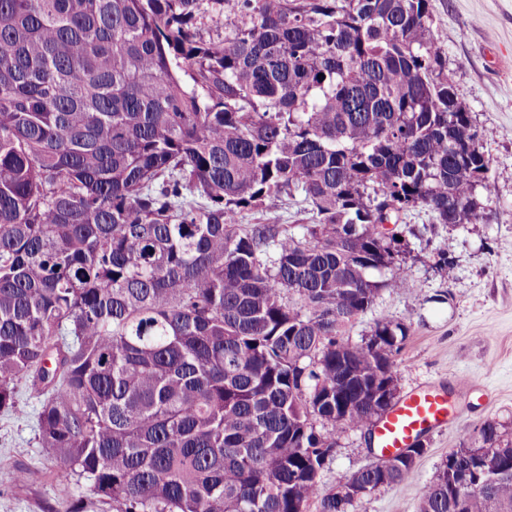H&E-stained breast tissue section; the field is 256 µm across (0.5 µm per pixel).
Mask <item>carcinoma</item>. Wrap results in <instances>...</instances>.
Instances as JSON below:
<instances>
[{
  "instance_id": "cac0c4a2",
  "label": "carcinoma",
  "mask_w": 512,
  "mask_h": 512,
  "mask_svg": "<svg viewBox=\"0 0 512 512\" xmlns=\"http://www.w3.org/2000/svg\"><path fill=\"white\" fill-rule=\"evenodd\" d=\"M430 2L0 0V412L33 374L58 481L112 512H350L325 449L398 387L407 329L343 330L412 287L377 225L496 192ZM297 193L301 235L240 223ZM404 453L344 481L400 484ZM418 512H512V441L485 424Z\"/></svg>"
}]
</instances>
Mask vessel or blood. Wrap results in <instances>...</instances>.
Instances as JSON below:
<instances>
[{
    "mask_svg": "<svg viewBox=\"0 0 512 512\" xmlns=\"http://www.w3.org/2000/svg\"><path fill=\"white\" fill-rule=\"evenodd\" d=\"M448 396L437 389L408 395L386 414L375 428L380 448L395 452L411 446L428 431L448 421Z\"/></svg>",
    "mask_w": 512,
    "mask_h": 512,
    "instance_id": "vessel-or-blood-1",
    "label": "vessel or blood"
}]
</instances>
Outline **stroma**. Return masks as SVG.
I'll return each mask as SVG.
<instances>
[{
	"label": "stroma",
	"instance_id": "35a3bbf8",
	"mask_svg": "<svg viewBox=\"0 0 512 512\" xmlns=\"http://www.w3.org/2000/svg\"><path fill=\"white\" fill-rule=\"evenodd\" d=\"M431 11L458 97L483 134L497 194L474 224L452 227L433 223L422 210L408 214L406 267L415 289L390 287L388 271L374 272L383 287L346 329L344 341L358 345L376 322L404 324L396 357L400 395L434 387L448 392L451 411L447 425L423 436L414 476L362 498L352 512H418L437 467L486 421L512 440V0H431ZM244 221L284 224L296 234L310 216L299 200H275ZM442 253L452 263L447 274L436 265ZM461 378L468 387L458 386ZM17 387V412L0 414V469L25 468L39 479L0 483V512H55L63 501L74 512H112L88 481L60 484L51 477L36 428L42 398L29 375H20ZM375 459L363 431L345 429L321 481L335 485Z\"/></svg>",
	"mask_w": 512,
	"mask_h": 512
}]
</instances>
